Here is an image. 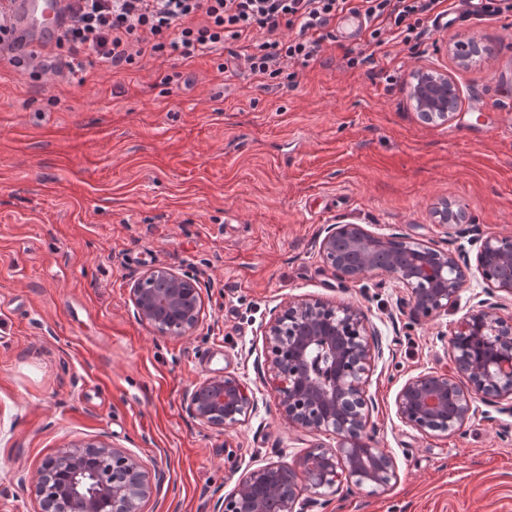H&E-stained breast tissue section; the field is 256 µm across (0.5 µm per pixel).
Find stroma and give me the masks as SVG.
<instances>
[{
	"mask_svg": "<svg viewBox=\"0 0 512 512\" xmlns=\"http://www.w3.org/2000/svg\"><path fill=\"white\" fill-rule=\"evenodd\" d=\"M436 26L410 56L389 41L375 69L347 59L365 38L323 43L295 77L264 87L221 74L222 52L101 70L85 84L0 66V512H41L43 462L102 439L157 466L160 490L140 512H213L234 467L292 463L334 434L292 429L261 382V326L284 299L360 306L387 353L367 387L375 444L398 480L387 491L330 495L311 512H512V413L475 402L458 432L423 436L396 416L411 376L449 364L442 339L474 305L417 323L407 290L384 275L340 285L318 251L331 224L374 234L405 229L472 256L474 239L512 235V15ZM475 38L491 53L459 66L441 39ZM447 69L460 91L448 121L422 123L407 100L411 69ZM466 209L468 235L437 207ZM167 267L197 279L201 317L188 336L135 316V279ZM228 372L258 411L229 431L192 418L196 383Z\"/></svg>",
	"mask_w": 512,
	"mask_h": 512,
	"instance_id": "35a3bbf8",
	"label": "stroma"
}]
</instances>
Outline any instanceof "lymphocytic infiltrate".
Wrapping results in <instances>:
<instances>
[{"instance_id":"1","label":"lymphocytic infiltrate","mask_w":512,"mask_h":512,"mask_svg":"<svg viewBox=\"0 0 512 512\" xmlns=\"http://www.w3.org/2000/svg\"><path fill=\"white\" fill-rule=\"evenodd\" d=\"M445 0H69L72 21L55 39L57 53L10 55L22 73L54 74L84 84L95 66L115 69L145 59L193 62L231 42L249 50L229 52L222 73H244L275 82L292 66L316 61L333 39L337 17H364L369 42L396 40L417 50L446 18Z\"/></svg>"}]
</instances>
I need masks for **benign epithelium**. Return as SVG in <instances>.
<instances>
[{"instance_id":"1","label":"benign epithelium","mask_w":512,"mask_h":512,"mask_svg":"<svg viewBox=\"0 0 512 512\" xmlns=\"http://www.w3.org/2000/svg\"><path fill=\"white\" fill-rule=\"evenodd\" d=\"M461 66L483 54L471 38L444 44ZM407 98L420 120H448L457 110L459 90L440 67L413 69L406 80ZM441 224L468 233L465 210L446 205L436 211ZM476 265L467 255L425 244L409 232L377 236L358 224H332L319 243V254L341 283L358 282L377 272L409 291V315L416 322L435 319L457 303L462 287L475 275L485 293L512 295V236L474 239ZM197 282L168 268L147 271L131 288L137 318L163 335L186 336L199 324ZM263 360L258 372L269 376L280 417L291 428L318 434L331 432L338 445L316 443L294 465L267 463L248 467L224 496L220 512H309L318 499L343 486L385 490L397 480L396 463L372 445L367 384L384 350L369 328L361 307L351 302L291 297L270 311L262 330ZM449 366L408 378L395 397L401 423L423 436L455 433L474 414L473 402L512 400V317L499 314L487 299L478 303L450 330ZM188 411L202 424L230 430L257 411L253 390L238 376L206 378L186 396ZM112 459V479L98 469ZM55 483L53 495L41 501V512H63L77 503L81 512H140L153 491L143 461L104 441L75 444L47 459L34 491Z\"/></svg>"}]
</instances>
